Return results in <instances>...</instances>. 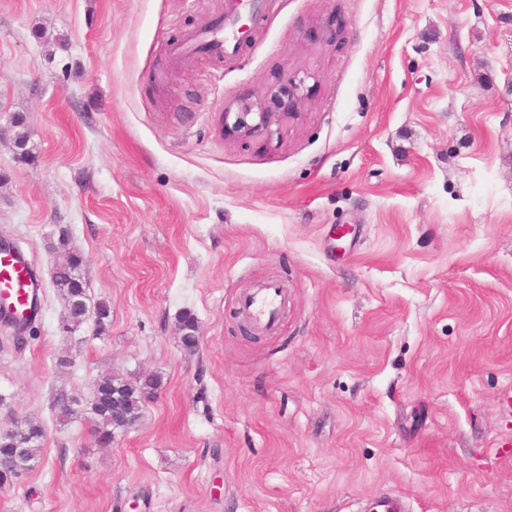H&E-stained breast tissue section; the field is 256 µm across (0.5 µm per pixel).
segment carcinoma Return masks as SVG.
I'll list each match as a JSON object with an SVG mask.
<instances>
[{"label": "carcinoma", "instance_id": "cac0c4a2", "mask_svg": "<svg viewBox=\"0 0 512 512\" xmlns=\"http://www.w3.org/2000/svg\"><path fill=\"white\" fill-rule=\"evenodd\" d=\"M65 257L75 258L65 262L52 276L53 284L64 304L61 329L73 334L89 317H94L99 330L104 331L110 325V308L104 302L90 304L88 289L81 273L82 261L74 252L65 253ZM183 346L193 352L198 348L197 325L189 313L180 320ZM161 386L157 375L135 376L128 378L118 372L106 370L97 375L92 382V397L88 411L96 424L100 443L109 445L115 432L124 430L122 421L139 420L142 404L153 398ZM117 395L121 406V415L112 413V401H104L102 394ZM79 400L60 392L55 396V407L59 420L65 422L78 413ZM16 430L0 435V484L8 483L14 476L15 466L25 463L34 465L43 445L45 429L41 421L34 417L14 420Z\"/></svg>", "mask_w": 512, "mask_h": 512}]
</instances>
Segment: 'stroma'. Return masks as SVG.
Returning <instances> with one entry per match:
<instances>
[{
	"label": "stroma",
	"mask_w": 512,
	"mask_h": 512,
	"mask_svg": "<svg viewBox=\"0 0 512 512\" xmlns=\"http://www.w3.org/2000/svg\"><path fill=\"white\" fill-rule=\"evenodd\" d=\"M229 6L0 0V238L42 303L0 393L46 432L0 512H512V0H262L234 54L172 53ZM306 70L278 138L224 136ZM63 234L105 333L60 328ZM108 368L163 385L104 447L53 400ZM282 291L274 285L261 288L244 298L241 307L260 326H272L278 318Z\"/></svg>",
	"instance_id": "stroma-1"
}]
</instances>
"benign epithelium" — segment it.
Here are the masks:
<instances>
[{
	"label": "benign epithelium",
	"mask_w": 512,
	"mask_h": 512,
	"mask_svg": "<svg viewBox=\"0 0 512 512\" xmlns=\"http://www.w3.org/2000/svg\"><path fill=\"white\" fill-rule=\"evenodd\" d=\"M316 79L304 72L271 86L265 95L256 99L239 97L224 107V135L238 139L277 136L283 124L296 120L309 96L306 81Z\"/></svg>",
	"instance_id": "1"
}]
</instances>
